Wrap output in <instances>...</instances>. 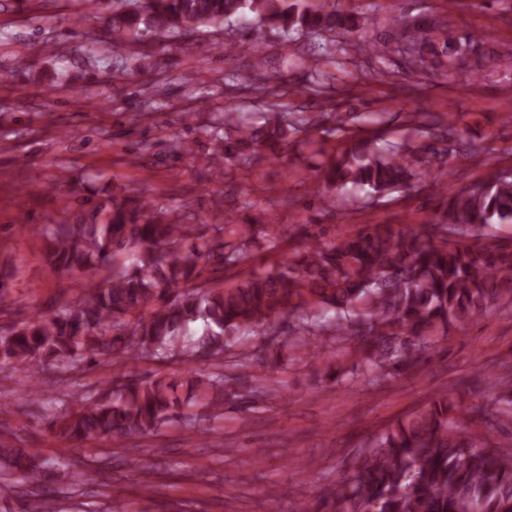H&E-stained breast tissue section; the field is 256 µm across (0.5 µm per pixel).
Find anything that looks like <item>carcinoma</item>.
Listing matches in <instances>:
<instances>
[{"mask_svg":"<svg viewBox=\"0 0 512 512\" xmlns=\"http://www.w3.org/2000/svg\"><path fill=\"white\" fill-rule=\"evenodd\" d=\"M122 0L107 17L112 47L146 37H189L206 29L222 30L233 18L249 29L271 27L284 36L308 32L344 51L336 34L352 30L351 18L335 0ZM395 44L434 68L448 61V73L471 66L477 39L450 35L438 48L426 29L402 24L393 42L371 47L379 53ZM49 86L63 82V68L27 65L15 56L0 68V81L18 71ZM241 138L220 142L216 164L252 147V160L265 157L258 130L239 124ZM437 157L407 145L357 142L321 167L316 194L324 205L329 188L351 187L381 194L409 183L414 167L430 170ZM512 224V170L487 183H474L448 198L446 221L395 229L367 224L334 240L299 225L304 248L269 264L266 271L242 272L235 282L213 288L197 282L201 265L238 266L257 246L252 227L243 232L224 216V233L211 236L204 224H180L163 206L137 197H113L108 205L78 212L61 224L37 229L45 257L60 271L110 267L101 281L83 285L72 306L39 311L0 334V361L26 373L28 396L40 397V377L66 361L223 358L224 350L249 329L271 331L295 318L296 337L279 349L296 348L311 363L323 351L315 339L331 335L343 345L336 365L325 375L336 381L357 366H371L394 378L428 359L435 340L458 324L481 317L494 304L512 302V249L482 242V229ZM264 248H281L276 224L264 225ZM205 332L182 341L190 323ZM281 358L239 353L234 366ZM491 404L464 408L461 392H437L419 410L398 419L357 451L349 472L330 492L336 512H512V450L500 438L512 431V368ZM233 396L224 376L188 371L179 377L117 378L94 393H72L65 411L47 422L71 440L131 441L171 420L190 417L206 401L224 408ZM46 468L28 448L11 441L0 428V498L17 484H41Z\"/></svg>","mask_w":512,"mask_h":512,"instance_id":"1","label":"carcinoma"}]
</instances>
